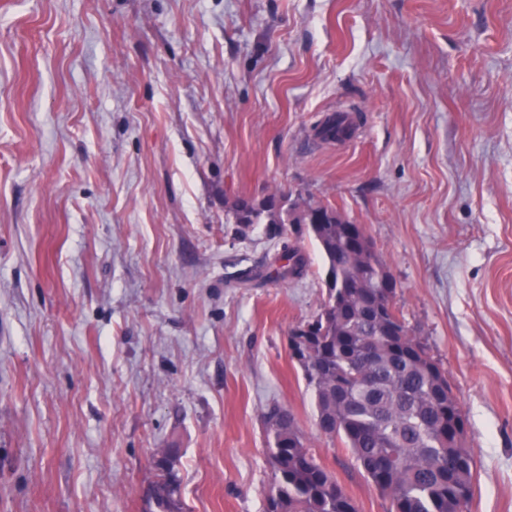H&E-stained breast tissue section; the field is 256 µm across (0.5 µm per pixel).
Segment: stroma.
I'll return each instance as SVG.
<instances>
[{
  "mask_svg": "<svg viewBox=\"0 0 512 512\" xmlns=\"http://www.w3.org/2000/svg\"><path fill=\"white\" fill-rule=\"evenodd\" d=\"M353 132L326 142L324 119ZM288 193L362 225L448 373L471 512H512V0H0V512H262L289 409L359 512L289 346L328 297ZM305 276L240 281L282 241ZM165 449L155 464L154 480L147 487L143 497V512H183L179 483L174 471L176 456H170Z\"/></svg>",
  "mask_w": 512,
  "mask_h": 512,
  "instance_id": "stroma-1",
  "label": "stroma"
}]
</instances>
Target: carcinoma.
Here are the masks:
<instances>
[{
	"instance_id": "cac0c4a2",
	"label": "carcinoma",
	"mask_w": 512,
	"mask_h": 512,
	"mask_svg": "<svg viewBox=\"0 0 512 512\" xmlns=\"http://www.w3.org/2000/svg\"><path fill=\"white\" fill-rule=\"evenodd\" d=\"M345 115L327 118L325 140L348 134ZM240 231L268 224L275 235L283 225L308 221L327 264L328 299L310 322V335L295 356L314 392L319 429L340 439L365 477L390 501V512H471L475 460L465 445L466 418L442 366L407 329L394 305L384 303L385 264L374 245L360 260L351 257L348 224L339 212L291 195L232 206ZM306 257L296 244L282 242L269 278L303 277ZM272 464L271 490L264 512H358L336 476L306 443L290 410L264 414ZM176 456L165 449L143 497V512H183L174 471Z\"/></svg>"
}]
</instances>
